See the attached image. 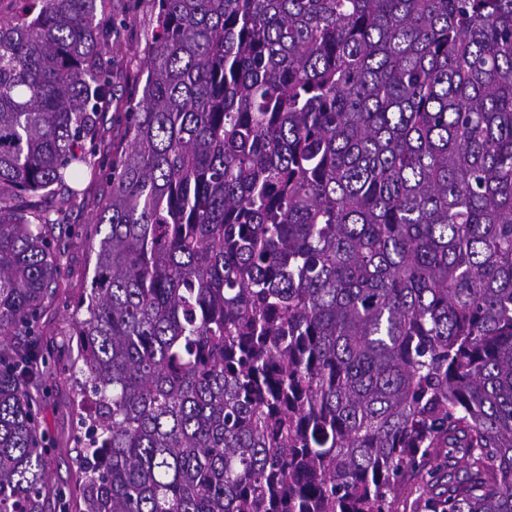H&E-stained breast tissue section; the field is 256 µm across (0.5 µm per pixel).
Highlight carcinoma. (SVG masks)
I'll list each match as a JSON object with an SVG mask.
<instances>
[{
    "label": "carcinoma",
    "instance_id": "cac0c4a2",
    "mask_svg": "<svg viewBox=\"0 0 512 512\" xmlns=\"http://www.w3.org/2000/svg\"><path fill=\"white\" fill-rule=\"evenodd\" d=\"M0 13V512H512V0H154L49 485L39 322L112 0Z\"/></svg>",
    "mask_w": 512,
    "mask_h": 512
}]
</instances>
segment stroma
Here are the masks:
<instances>
[{"instance_id":"stroma-1","label":"stroma","mask_w":512,"mask_h":512,"mask_svg":"<svg viewBox=\"0 0 512 512\" xmlns=\"http://www.w3.org/2000/svg\"><path fill=\"white\" fill-rule=\"evenodd\" d=\"M112 9L126 13L129 21L112 44L119 84L128 89L135 85L145 68L143 49L152 29L154 9L152 0H112ZM104 185L101 177L79 185L80 196L66 213L58 242L62 253V287L40 320L44 347L52 363L50 374L44 378L47 394L41 403L40 418L54 445L49 476L52 484L63 487L75 481L76 410L82 398L81 387L72 370L79 357L72 316L94 275L92 246L100 239L101 232L93 219Z\"/></svg>"}]
</instances>
